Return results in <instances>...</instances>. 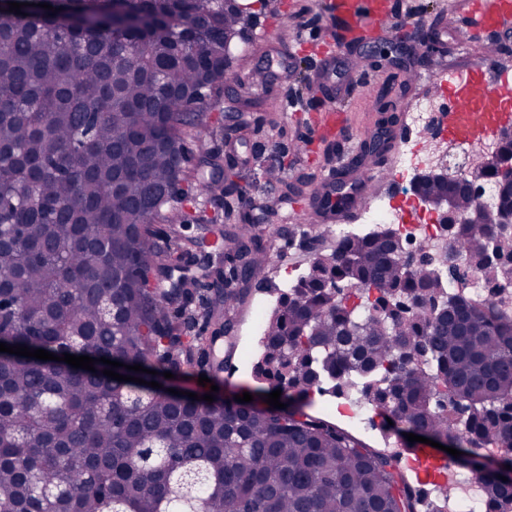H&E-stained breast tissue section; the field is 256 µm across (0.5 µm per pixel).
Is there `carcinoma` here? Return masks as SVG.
I'll return each mask as SVG.
<instances>
[{
    "mask_svg": "<svg viewBox=\"0 0 512 512\" xmlns=\"http://www.w3.org/2000/svg\"><path fill=\"white\" fill-rule=\"evenodd\" d=\"M58 9L0 6V251L10 307L0 342L140 364L157 374L119 382L0 352V512H445L448 484L429 496L402 471L399 452L370 448L310 412L312 393L364 396L384 419L446 440L473 463L487 512H512V237L454 183H432L466 213L449 224L442 260L409 269L388 231L346 239L310 262L264 320L251 362L259 391L286 408L201 406L167 392L163 372L194 365L171 349L176 307L198 285L173 266L150 225L167 215L186 170L183 129L203 96L229 79L224 33L245 15L216 0H133L112 29V0H39ZM181 28L193 40L170 35ZM512 206V172L495 173ZM233 184L211 178L212 197ZM224 255L262 274L248 221L222 232ZM470 271L494 281L483 306L463 297ZM232 290L203 306L233 330ZM156 381L160 389L148 386ZM143 401L127 408L131 398ZM506 480H501V477Z\"/></svg>",
    "mask_w": 512,
    "mask_h": 512,
    "instance_id": "cac0c4a2",
    "label": "carcinoma"
}]
</instances>
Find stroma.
<instances>
[{"label":"stroma","instance_id":"stroma-1","mask_svg":"<svg viewBox=\"0 0 512 512\" xmlns=\"http://www.w3.org/2000/svg\"><path fill=\"white\" fill-rule=\"evenodd\" d=\"M319 0H264L256 6L257 18L246 41L237 42L231 68L239 76L232 85L207 99L202 122L188 141L192 158V182L187 185L188 206L194 207L199 222L180 225L182 240L192 248L185 260L184 274L211 284L204 268L197 240L211 239V218L217 207L201 194L198 182L208 180L207 158L234 163L238 190L232 200L233 217L247 215L259 221L261 249L258 257L265 267L266 287L249 282L234 307L235 331L219 343L232 364L242 355L258 356L264 317L276 303L278 288L291 276L306 271L312 251L328 252L336 244L329 224L316 215L313 188L323 174L344 158H352L381 126H394L407 120V106L425 93L441 71L463 69L477 60L482 48L458 40L456 32L466 17V0H399L403 7H414L408 27L432 32L436 25L447 27L441 52L423 56L420 45L395 62L382 54L390 37L374 32L369 42L378 51L372 57L376 68L367 79L354 85L345 103L346 137L318 138L314 130L316 99L323 93L316 71L321 54L335 49L333 29L318 9ZM287 39L296 62L286 72H276L263 86L252 79L258 50L270 31ZM235 113L230 122L226 113ZM306 138L309 149L296 151L299 138ZM330 398L315 401L314 414L348 430L372 448L396 451L399 438L384 430H367L336 413Z\"/></svg>","mask_w":512,"mask_h":512}]
</instances>
